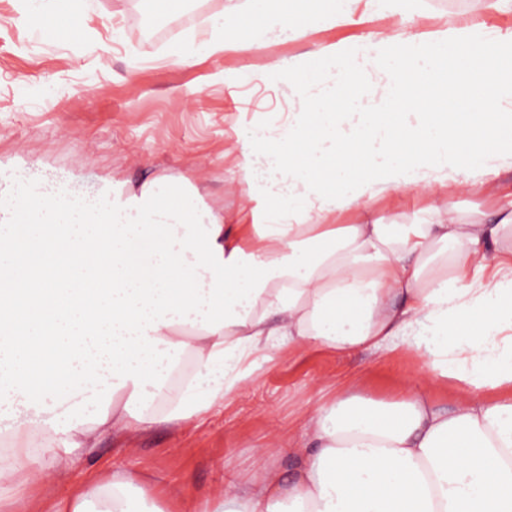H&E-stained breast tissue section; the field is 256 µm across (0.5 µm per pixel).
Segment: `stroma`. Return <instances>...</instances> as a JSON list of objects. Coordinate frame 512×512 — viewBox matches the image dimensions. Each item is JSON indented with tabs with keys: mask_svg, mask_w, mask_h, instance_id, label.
Segmentation results:
<instances>
[{
	"mask_svg": "<svg viewBox=\"0 0 512 512\" xmlns=\"http://www.w3.org/2000/svg\"><path fill=\"white\" fill-rule=\"evenodd\" d=\"M225 0H184L160 9L151 0H88L73 13L76 34L51 35L30 18L29 0H0V164L48 184L65 183L81 197L106 185L137 187L166 176L183 195L228 224H249L250 209L235 178L239 142L256 127H279L303 99L275 74L269 60H293L322 41L354 42L376 33L406 36L442 23L477 25L480 35L512 31V0H376L377 17L361 25L313 31L309 40H274L259 55L199 57L189 67L171 65L170 53L194 51L218 38L213 24ZM103 41V58L86 54ZM440 189L403 187L385 192L368 213H337L336 223L388 217L419 220L440 203ZM512 200V169L488 175L483 186L457 195L461 208H487ZM422 362L413 352L357 349L274 353L259 363L250 382L223 409L175 428H156L127 440L104 438L93 450L71 455L66 474L52 458L51 478L26 490L34 512L68 500L103 471L139 473L149 502L163 512H204L207 500L254 468L275 437L287 449L274 463L292 474V448L305 439V420L321 396L347 380L377 399L402 396Z\"/></svg>",
	"mask_w": 512,
	"mask_h": 512,
	"instance_id": "1",
	"label": "stroma"
}]
</instances>
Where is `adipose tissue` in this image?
<instances>
[{
    "mask_svg": "<svg viewBox=\"0 0 512 512\" xmlns=\"http://www.w3.org/2000/svg\"><path fill=\"white\" fill-rule=\"evenodd\" d=\"M207 54L259 53L314 24L271 7L250 22L225 0ZM323 68L271 61L306 100L281 132L241 143L245 231L186 205L166 178L75 199L28 182L0 193V503L16 479L113 434L221 408L272 351L407 347L425 376L396 401L336 388L307 418L292 475L265 467L213 512H512V204L451 197L413 224H336L403 185L469 190L512 168V35L471 24L317 44ZM383 88L359 119L337 91ZM454 383L442 409L434 389ZM138 476L112 473L62 512H147Z\"/></svg>",
    "mask_w": 512,
    "mask_h": 512,
    "instance_id": "obj_1",
    "label": "adipose tissue"
}]
</instances>
